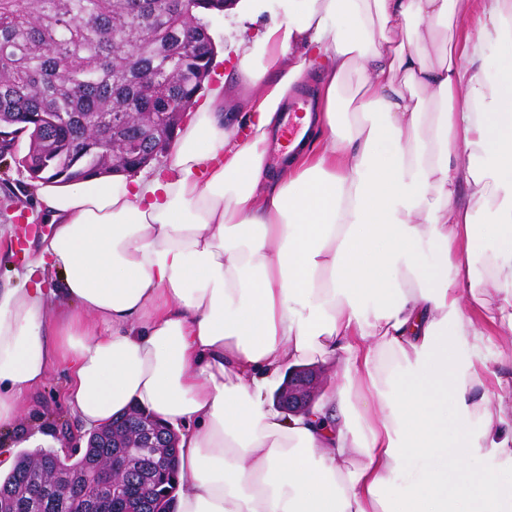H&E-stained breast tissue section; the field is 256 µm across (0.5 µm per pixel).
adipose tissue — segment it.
<instances>
[{
  "label": "adipose tissue",
  "mask_w": 512,
  "mask_h": 512,
  "mask_svg": "<svg viewBox=\"0 0 512 512\" xmlns=\"http://www.w3.org/2000/svg\"><path fill=\"white\" fill-rule=\"evenodd\" d=\"M279 3L224 53L260 88L242 127L223 82L169 166L40 187L0 428L62 366L84 429L132 405L175 429L177 512H512V374L483 358L512 344V0ZM312 68L321 139L271 161ZM315 354L341 383L283 412Z\"/></svg>",
  "instance_id": "ef3b65f1"
}]
</instances>
